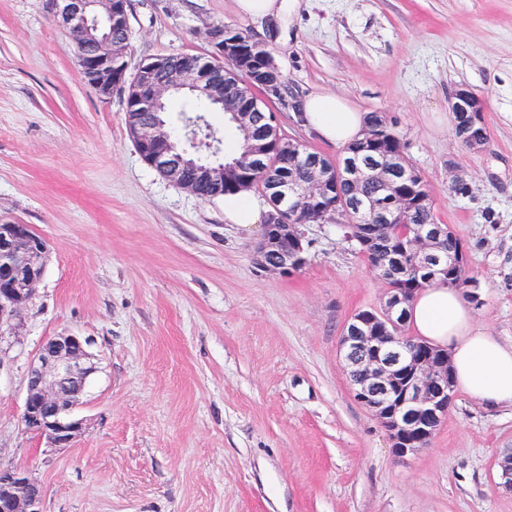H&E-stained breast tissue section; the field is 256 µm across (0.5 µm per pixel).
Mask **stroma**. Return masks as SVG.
<instances>
[{
    "label": "stroma",
    "mask_w": 512,
    "mask_h": 512,
    "mask_svg": "<svg viewBox=\"0 0 512 512\" xmlns=\"http://www.w3.org/2000/svg\"><path fill=\"white\" fill-rule=\"evenodd\" d=\"M127 12L130 67L207 56L209 29L228 25L270 45L296 95L386 113L436 222L467 247L476 325L512 343V0H302L272 21L236 0ZM461 86L484 103L485 150L455 136ZM189 110L237 138L180 95L165 116L176 142ZM125 111L85 81L47 0H0V223L49 248L18 335L0 338V462L34 473L44 512H512L497 471L512 407L455 393L429 446L397 456L337 355L385 283L332 224L303 225L301 270H262L256 230L149 167ZM458 175L467 195L450 190ZM65 331L88 340L97 371L76 410L89 429L59 449L21 414L32 356Z\"/></svg>",
    "instance_id": "obj_1"
}]
</instances>
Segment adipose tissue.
I'll use <instances>...</instances> for the list:
<instances>
[{"instance_id": "1", "label": "adipose tissue", "mask_w": 512, "mask_h": 512, "mask_svg": "<svg viewBox=\"0 0 512 512\" xmlns=\"http://www.w3.org/2000/svg\"><path fill=\"white\" fill-rule=\"evenodd\" d=\"M301 125L322 141L345 146L367 123L344 97L313 93L299 102ZM407 322L422 340L447 351L454 387L486 407L512 406V344L479 328L462 293L445 283L423 288L408 307Z\"/></svg>"}]
</instances>
